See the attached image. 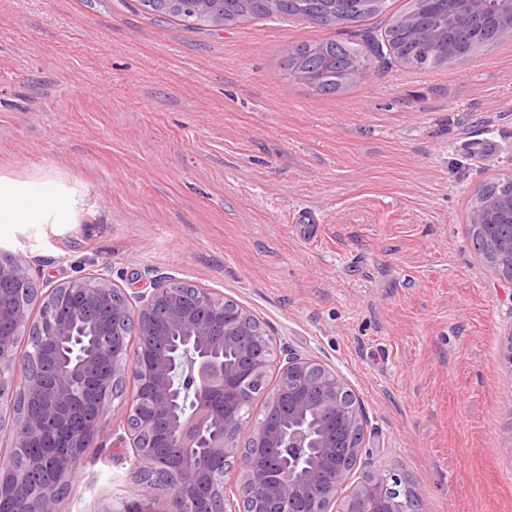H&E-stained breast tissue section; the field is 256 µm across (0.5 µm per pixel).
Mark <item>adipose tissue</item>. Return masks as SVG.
Segmentation results:
<instances>
[{"instance_id":"ef3b65f1","label":"adipose tissue","mask_w":512,"mask_h":512,"mask_svg":"<svg viewBox=\"0 0 512 512\" xmlns=\"http://www.w3.org/2000/svg\"><path fill=\"white\" fill-rule=\"evenodd\" d=\"M49 213L57 220H66L67 202L47 193L21 191L0 181V224H36Z\"/></svg>"}]
</instances>
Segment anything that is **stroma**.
Listing matches in <instances>:
<instances>
[{"instance_id":"1","label":"stroma","mask_w":512,"mask_h":512,"mask_svg":"<svg viewBox=\"0 0 512 512\" xmlns=\"http://www.w3.org/2000/svg\"><path fill=\"white\" fill-rule=\"evenodd\" d=\"M384 29L0 0V180L71 205L62 223L0 224V249L40 284L106 268L130 294L154 271L222 292L278 357L345 375L364 413L355 477L397 473L430 512H512V282L467 235L476 185L512 176V36L434 69L377 59L333 94L286 70L288 46ZM107 441L63 512L133 495Z\"/></svg>"}]
</instances>
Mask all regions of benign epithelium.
Here are the masks:
<instances>
[{
	"instance_id": "obj_1",
	"label": "benign epithelium",
	"mask_w": 512,
	"mask_h": 512,
	"mask_svg": "<svg viewBox=\"0 0 512 512\" xmlns=\"http://www.w3.org/2000/svg\"><path fill=\"white\" fill-rule=\"evenodd\" d=\"M454 4L463 25L491 15L512 29V0ZM469 223L482 231L485 261L512 266V193L477 188ZM178 283L154 278L131 296L101 270L43 290L24 260L0 250V404L17 390L24 397L11 448L25 465L0 469L12 512H61L82 457L75 449L99 444L103 413L128 378L135 393L118 442L138 489L122 512H187L201 483L193 512H428L396 473L353 481L363 416L339 370L309 355L274 359L272 337L246 309ZM19 336L33 353L18 354ZM261 392L258 420L246 407Z\"/></svg>"
}]
</instances>
